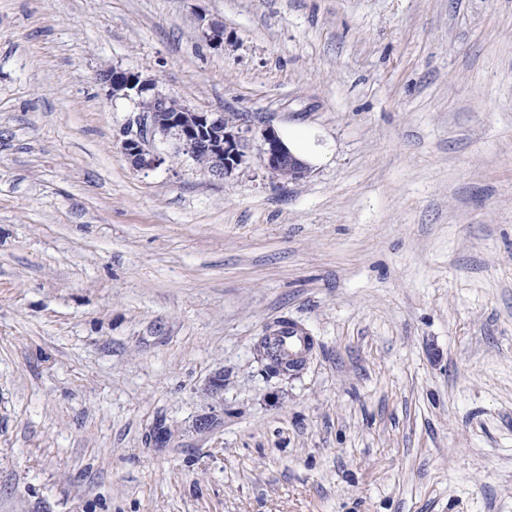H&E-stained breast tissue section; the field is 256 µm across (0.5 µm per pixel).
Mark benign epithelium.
<instances>
[{
    "mask_svg": "<svg viewBox=\"0 0 512 512\" xmlns=\"http://www.w3.org/2000/svg\"><path fill=\"white\" fill-rule=\"evenodd\" d=\"M211 45H224V25L211 22L202 31ZM112 99H125L134 104L137 115L123 131L122 149L133 166L153 169L164 158L147 148L157 139L171 140L175 156L192 162L204 156L208 165L203 171L219 177L231 176L245 162L250 141L259 140L262 166L278 179L297 182L308 173V166L296 158L281 141L276 131L267 127L259 132L237 122H226L224 116L200 112L184 105L175 96L158 89L156 81L140 74L112 68L102 74Z\"/></svg>",
    "mask_w": 512,
    "mask_h": 512,
    "instance_id": "1",
    "label": "benign epithelium"
}]
</instances>
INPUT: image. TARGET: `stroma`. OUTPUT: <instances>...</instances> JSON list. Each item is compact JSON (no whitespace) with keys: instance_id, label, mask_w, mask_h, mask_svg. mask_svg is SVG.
<instances>
[{"instance_id":"1","label":"stroma","mask_w":512,"mask_h":512,"mask_svg":"<svg viewBox=\"0 0 512 512\" xmlns=\"http://www.w3.org/2000/svg\"><path fill=\"white\" fill-rule=\"evenodd\" d=\"M115 67L333 155L137 169ZM0 512H512V0H0ZM299 334V332H295L281 337L283 346L288 349V353L282 349V344L279 343L278 339L276 340L272 347V356H270V359H265L268 361L267 369L270 373L279 375L281 373L279 366L283 363V360L288 358V354H298L303 351V336Z\"/></svg>"}]
</instances>
